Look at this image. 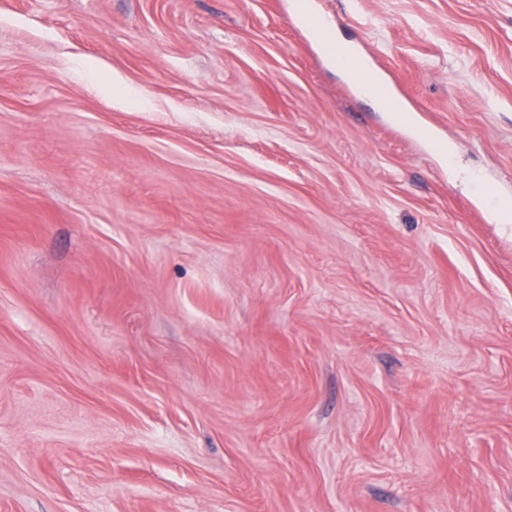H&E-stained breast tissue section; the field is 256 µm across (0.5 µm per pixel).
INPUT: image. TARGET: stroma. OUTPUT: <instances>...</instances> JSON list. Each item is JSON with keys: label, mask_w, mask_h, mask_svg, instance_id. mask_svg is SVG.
Returning a JSON list of instances; mask_svg holds the SVG:
<instances>
[{"label": "stroma", "mask_w": 512, "mask_h": 512, "mask_svg": "<svg viewBox=\"0 0 512 512\" xmlns=\"http://www.w3.org/2000/svg\"><path fill=\"white\" fill-rule=\"evenodd\" d=\"M0 0V512H512V0ZM475 181H468V174ZM309 27L316 30L326 46L328 52L332 56H336V62L345 63L351 72V79L356 88H361L365 93L374 96L385 98L387 100V107L389 112H396L401 120H405V111L400 103L392 98L385 85L379 79V76L366 66L364 60L351 54L349 57L345 54L344 48L335 41L329 33L327 23L320 16H309L304 18Z\"/></svg>", "instance_id": "35a3bbf8"}]
</instances>
